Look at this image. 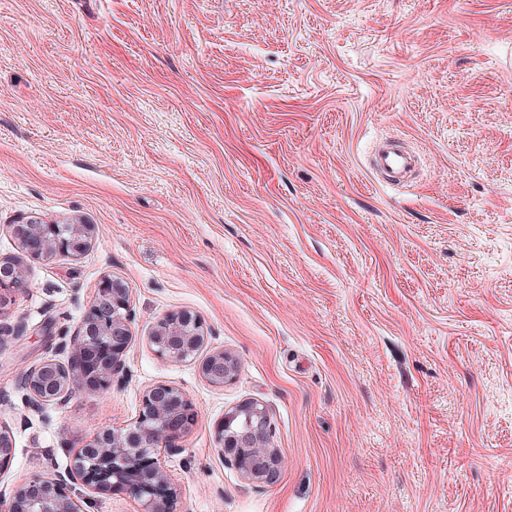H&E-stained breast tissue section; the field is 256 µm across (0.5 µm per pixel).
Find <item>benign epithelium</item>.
Returning <instances> with one entry per match:
<instances>
[{
	"instance_id": "1",
	"label": "benign epithelium",
	"mask_w": 512,
	"mask_h": 512,
	"mask_svg": "<svg viewBox=\"0 0 512 512\" xmlns=\"http://www.w3.org/2000/svg\"><path fill=\"white\" fill-rule=\"evenodd\" d=\"M24 257L48 261L57 256L77 259L92 243L91 224L52 223V236L38 222L12 225ZM22 257V258H24ZM20 257H0V313L28 287V267ZM133 314L125 285L108 275L95 289L92 304L59 349L69 351L67 362L48 358L22 374L20 388L29 408L66 404L78 391L103 393L123 377L125 355L133 338ZM155 353L170 362L194 359L207 340L203 321L187 310L159 317L147 336ZM239 369L237 358L214 351L199 363L203 379L222 387ZM197 423L192 403L174 385L156 383L143 393L135 420L124 428L103 429L84 439L72 463L62 471L34 478L0 492V512H87L89 498L75 492L80 484L99 494L125 493L141 504V512H177V492L161 463ZM214 442L224 462L252 484H271L280 471L281 450L272 444L266 406L246 400L224 413L213 428ZM14 456L11 433L0 427V471Z\"/></svg>"
}]
</instances>
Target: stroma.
<instances>
[{
  "label": "stroma",
  "instance_id": "1",
  "mask_svg": "<svg viewBox=\"0 0 512 512\" xmlns=\"http://www.w3.org/2000/svg\"><path fill=\"white\" fill-rule=\"evenodd\" d=\"M509 56L512 0H0V255L30 219L96 228L0 314L25 326L0 338V489L162 382L198 414L163 458L178 512H512ZM389 136L423 159L411 184L368 169ZM107 274L124 379L32 411L18 376L66 361ZM178 310L233 381L156 355ZM247 399L283 455L270 485L214 444ZM239 369L237 358L224 350L214 351L199 363L203 379L211 386L221 387L231 382Z\"/></svg>",
  "mask_w": 512,
  "mask_h": 512
}]
</instances>
